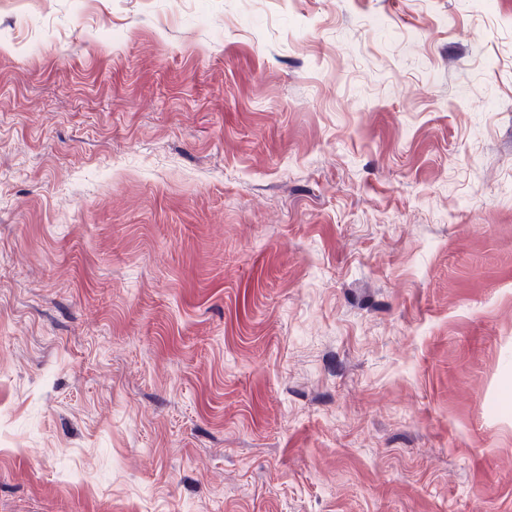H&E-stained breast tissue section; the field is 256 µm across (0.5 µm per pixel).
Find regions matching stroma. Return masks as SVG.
<instances>
[{"mask_svg": "<svg viewBox=\"0 0 512 512\" xmlns=\"http://www.w3.org/2000/svg\"><path fill=\"white\" fill-rule=\"evenodd\" d=\"M0 512H512V0H0Z\"/></svg>", "mask_w": 512, "mask_h": 512, "instance_id": "1", "label": "stroma"}]
</instances>
